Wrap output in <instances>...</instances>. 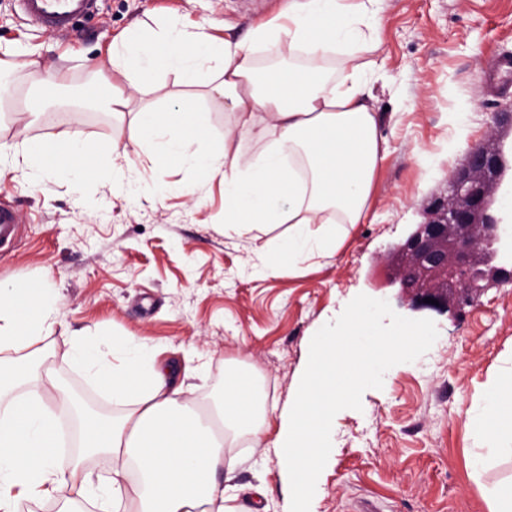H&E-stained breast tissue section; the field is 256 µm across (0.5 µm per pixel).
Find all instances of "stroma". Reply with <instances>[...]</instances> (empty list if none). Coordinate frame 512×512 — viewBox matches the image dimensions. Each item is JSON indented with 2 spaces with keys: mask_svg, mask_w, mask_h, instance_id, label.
Wrapping results in <instances>:
<instances>
[{
  "mask_svg": "<svg viewBox=\"0 0 512 512\" xmlns=\"http://www.w3.org/2000/svg\"><path fill=\"white\" fill-rule=\"evenodd\" d=\"M283 0H98L97 13L67 35L31 21L18 0H0V205L11 206L21 237L0 249V283L25 281L58 311L43 340L47 365L81 401L102 415L124 408L98 394L69 362L72 331L111 343L135 337L160 359L187 362L193 396L212 407L224 370L255 372L266 419L297 387L314 334L358 294L388 301L399 315L433 320L430 350L390 368L382 389L362 395L361 410L336 416L333 450L321 472L311 512H488L485 484L512 475L504 462L474 480L468 459L482 391L512 370V282L490 284L453 313L420 311L394 288L380 286L378 261L421 223L433 199L448 197L450 176L471 148H512V124L494 125L512 92H490L483 72L494 56L512 54V0H381V47L373 93L383 112L390 154L375 182L369 217L351 229L331 257L286 267L271 260L270 238L224 232V180L198 183L176 164L155 165L149 152L125 153L141 121L112 115L105 101L91 112L63 108L64 89L87 88L107 66L112 41L135 28L204 26L241 39L273 18ZM39 68L32 69L28 60ZM60 83L45 89L46 73ZM183 92L201 112L208 144L224 142V98L198 85L192 65L160 74L144 99L159 105ZM112 143L114 155L76 176L16 170L13 154L27 143ZM240 504L257 498L281 512L285 497L273 450L239 437L227 448Z\"/></svg>",
  "mask_w": 512,
  "mask_h": 512,
  "instance_id": "obj_1",
  "label": "stroma"
}]
</instances>
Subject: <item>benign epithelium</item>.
Segmentation results:
<instances>
[{
    "label": "benign epithelium",
    "instance_id": "1",
    "mask_svg": "<svg viewBox=\"0 0 512 512\" xmlns=\"http://www.w3.org/2000/svg\"><path fill=\"white\" fill-rule=\"evenodd\" d=\"M505 169L502 148L470 151L452 174V195L434 200L428 220L394 248L398 263L387 283L412 308L451 312L473 303L490 281L512 279L511 270L489 266L512 236V225L489 212L488 183Z\"/></svg>",
    "mask_w": 512,
    "mask_h": 512
}]
</instances>
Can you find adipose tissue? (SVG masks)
<instances>
[{
  "label": "adipose tissue",
  "mask_w": 512,
  "mask_h": 512,
  "mask_svg": "<svg viewBox=\"0 0 512 512\" xmlns=\"http://www.w3.org/2000/svg\"><path fill=\"white\" fill-rule=\"evenodd\" d=\"M378 2L284 0L274 19L241 41L217 43L202 30L135 33L112 46V67L127 87L104 76L95 89L118 115L131 109L127 88L149 87L194 58L199 84L222 93L232 116L223 146L185 154L186 143L207 138L191 110L152 113L131 146L156 162L192 167L201 182L222 176L225 232L265 234L284 224L288 238L277 256H331L365 217L388 155L359 63L380 49ZM249 139L262 148L248 160ZM55 322L34 288L0 285V512L64 494L98 512H244L217 474L227 439L269 431L255 378L225 370L223 397L206 416L177 365L158 363L152 348L121 337L106 356L96 337L73 336L71 363L127 410L117 421L80 416L83 452L66 458L60 422L79 416L78 408L53 375H37L33 351ZM474 435L473 473L512 460L511 372L484 389ZM94 455L117 461L109 483L93 482L86 459Z\"/></svg>",
  "instance_id": "obj_1"
}]
</instances>
